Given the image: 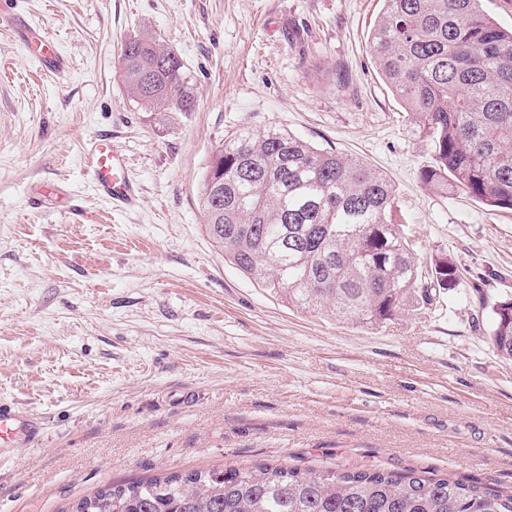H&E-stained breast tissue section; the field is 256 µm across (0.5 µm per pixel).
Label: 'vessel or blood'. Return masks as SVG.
Listing matches in <instances>:
<instances>
[{"label":"vessel or blood","instance_id":"1","mask_svg":"<svg viewBox=\"0 0 512 512\" xmlns=\"http://www.w3.org/2000/svg\"><path fill=\"white\" fill-rule=\"evenodd\" d=\"M0 31L17 38L48 72L65 73L67 62L46 30L30 25L0 6ZM86 157L90 178L99 194L119 208L137 204L138 189L128 175L127 160L109 138H91ZM43 430L44 424L39 417L17 406L0 404V459L13 455L19 445L32 442Z\"/></svg>","mask_w":512,"mask_h":512}]
</instances>
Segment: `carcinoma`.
Here are the masks:
<instances>
[{"label": "carcinoma", "instance_id": "cac0c4a2", "mask_svg": "<svg viewBox=\"0 0 512 512\" xmlns=\"http://www.w3.org/2000/svg\"><path fill=\"white\" fill-rule=\"evenodd\" d=\"M369 48L430 144L422 184L512 211V30L481 0H384ZM120 65L142 110H191L173 49L137 35ZM395 200L381 173L274 127L242 130L216 151L199 206L209 238L242 273L291 305L376 324L458 277L446 258L419 265L394 223ZM494 314L492 344L512 358V299ZM66 512H512V494L415 470L258 463L107 485Z\"/></svg>", "mask_w": 512, "mask_h": 512}]
</instances>
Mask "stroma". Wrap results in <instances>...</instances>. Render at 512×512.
I'll use <instances>...</instances> for the list:
<instances>
[{
  "mask_svg": "<svg viewBox=\"0 0 512 512\" xmlns=\"http://www.w3.org/2000/svg\"><path fill=\"white\" fill-rule=\"evenodd\" d=\"M68 63L44 72L0 33V403L45 423L0 461V512H62L173 471L342 465L512 492V212L426 189V138L368 51L381 0H9ZM185 65L189 112H145L120 72L130 35ZM287 130L382 173L422 265L461 275L378 324L287 304L225 260L199 208L213 153ZM107 131L141 200L113 208L84 144ZM70 200L29 204L33 188ZM494 314L492 344L500 355L512 358V299L499 302Z\"/></svg>",
  "mask_w": 512,
  "mask_h": 512,
  "instance_id": "stroma-1",
  "label": "stroma"
}]
</instances>
